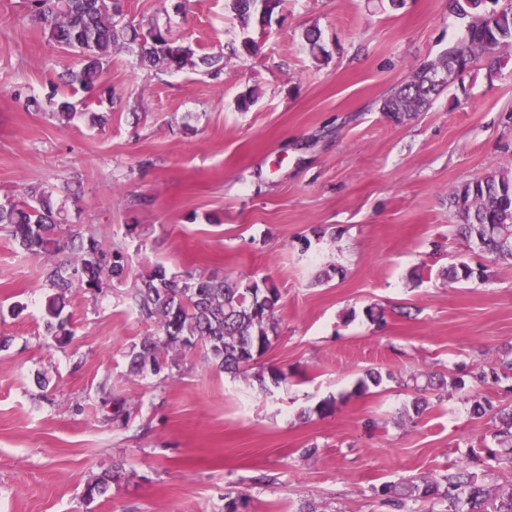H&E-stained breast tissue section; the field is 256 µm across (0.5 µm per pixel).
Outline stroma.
Segmentation results:
<instances>
[{
	"label": "stroma",
	"instance_id": "stroma-1",
	"mask_svg": "<svg viewBox=\"0 0 512 512\" xmlns=\"http://www.w3.org/2000/svg\"><path fill=\"white\" fill-rule=\"evenodd\" d=\"M449 2L283 0L252 32L257 54L234 56L224 0H190L173 32L196 54L225 51L220 79L140 68L129 48L87 94L62 83L80 56L32 22L31 0H0V201L71 186V230L130 268L72 296L61 346L44 329L48 256L0 230V512H225L230 500L235 512H392L381 486L487 456L494 421L472 405H512V374L477 380L512 359V258L468 248L448 196L512 170V57L495 69L476 59L422 111L380 110L451 45ZM64 94L83 109L66 128L51 117ZM90 112L108 123L91 126ZM461 262L483 279H448ZM158 265L273 283L278 336L255 370L281 368L287 385L266 393L209 368L200 346L168 377L130 375L123 352L151 327L128 295ZM370 370L383 383L356 393ZM432 373L448 389L427 390L415 414ZM104 390L131 402L128 427L113 424ZM117 463L120 480L86 499Z\"/></svg>",
	"mask_w": 512,
	"mask_h": 512
}]
</instances>
